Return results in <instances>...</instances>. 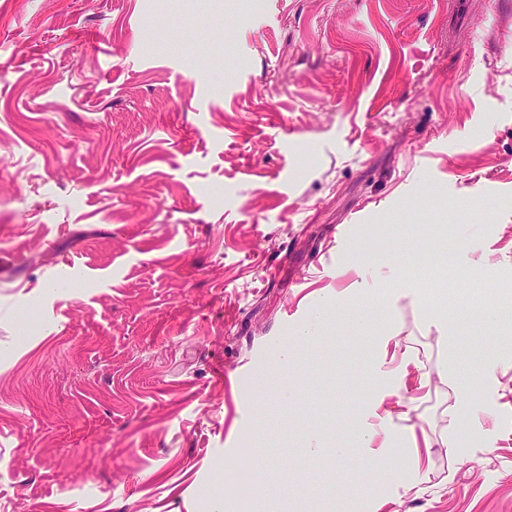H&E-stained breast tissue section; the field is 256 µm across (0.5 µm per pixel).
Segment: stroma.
Instances as JSON below:
<instances>
[{
    "label": "stroma",
    "mask_w": 512,
    "mask_h": 512,
    "mask_svg": "<svg viewBox=\"0 0 512 512\" xmlns=\"http://www.w3.org/2000/svg\"><path fill=\"white\" fill-rule=\"evenodd\" d=\"M510 39L512 0H0V512H512V317L460 315L512 310Z\"/></svg>",
    "instance_id": "obj_1"
}]
</instances>
